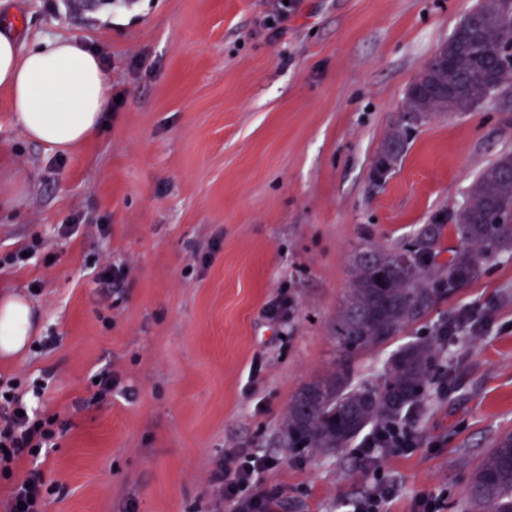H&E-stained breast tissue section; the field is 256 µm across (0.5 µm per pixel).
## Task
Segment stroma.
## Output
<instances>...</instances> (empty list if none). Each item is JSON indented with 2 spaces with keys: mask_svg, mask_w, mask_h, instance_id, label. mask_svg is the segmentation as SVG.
<instances>
[{
  "mask_svg": "<svg viewBox=\"0 0 512 512\" xmlns=\"http://www.w3.org/2000/svg\"><path fill=\"white\" fill-rule=\"evenodd\" d=\"M475 2L0 0L24 47L84 40L121 98L96 138L59 152L26 137L0 88V292L39 324L0 379L46 381L35 406L67 426L38 459L46 512H213L209 476L242 448L276 460L256 483L290 512H347L369 490L358 445L297 457L282 422L335 367L355 248L454 213L512 152L506 86L433 113L371 178L409 85ZM107 263L128 265L122 288L98 281ZM446 324L448 370L410 423L419 446L383 465L387 512L441 490L461 512L477 463L512 435V251L403 339ZM100 371L115 379L102 400Z\"/></svg>",
  "mask_w": 512,
  "mask_h": 512,
  "instance_id": "stroma-1",
  "label": "stroma"
}]
</instances>
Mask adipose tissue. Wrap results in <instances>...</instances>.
I'll list each match as a JSON object with an SVG mask.
<instances>
[{
  "instance_id": "1",
  "label": "adipose tissue",
  "mask_w": 512,
  "mask_h": 512,
  "mask_svg": "<svg viewBox=\"0 0 512 512\" xmlns=\"http://www.w3.org/2000/svg\"><path fill=\"white\" fill-rule=\"evenodd\" d=\"M0 88L25 135L59 150L92 140L111 98L101 60L80 39L46 36L25 51L7 30L0 32ZM37 329L26 299L0 297V358L23 353Z\"/></svg>"
}]
</instances>
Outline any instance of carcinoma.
<instances>
[{
	"instance_id": "carcinoma-1",
	"label": "carcinoma",
	"mask_w": 512,
	"mask_h": 512,
	"mask_svg": "<svg viewBox=\"0 0 512 512\" xmlns=\"http://www.w3.org/2000/svg\"><path fill=\"white\" fill-rule=\"evenodd\" d=\"M455 27L452 44L436 52L405 95L395 126L372 166L375 182L397 167L411 134L432 113L467 112L476 98L512 84V50L503 32L502 0H480ZM453 231L459 247L448 268L437 269L444 235ZM512 250V154L500 156L471 183L453 224L448 216L423 225L394 247L366 243L354 255L351 288L336 315L338 368L303 385L283 421L285 446L295 455L329 456L349 447L369 426L400 422L429 396L441 367L435 340L422 338L397 349L383 373L356 379L355 357L379 351L422 320L438 300L475 279L484 263ZM465 512H512V436L484 456L470 478Z\"/></svg>"
}]
</instances>
